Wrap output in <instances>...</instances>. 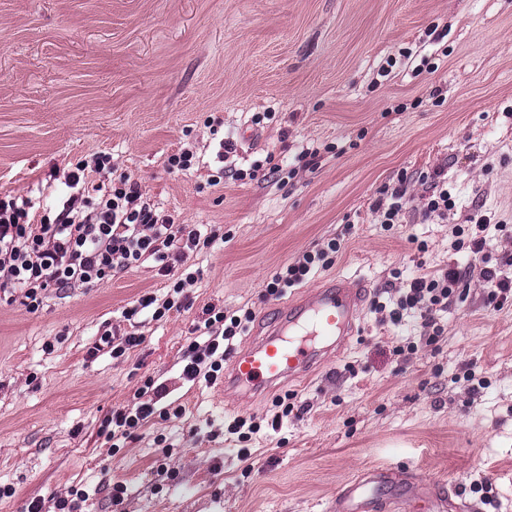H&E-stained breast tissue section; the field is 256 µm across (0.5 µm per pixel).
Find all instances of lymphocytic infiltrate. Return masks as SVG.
<instances>
[{"mask_svg":"<svg viewBox=\"0 0 512 512\" xmlns=\"http://www.w3.org/2000/svg\"><path fill=\"white\" fill-rule=\"evenodd\" d=\"M111 168L112 156L104 152L77 162L64 177L68 196L54 211H37L31 199L23 196L0 195L1 297L20 296L27 312L34 313L43 306L50 291L93 288L151 261L163 275L174 276L175 281L164 299L150 294L140 297L129 309V316L144 312L158 322L171 312L190 307L185 283L175 273L193 255L212 247L219 237V227L203 230L195 224L176 223L173 216L159 211L141 185L127 174L101 182L100 174ZM470 221L471 228L455 231L456 250L466 251L474 258L470 267L462 270L453 266L437 276L413 277L391 312L396 324L405 315L419 313L428 342H436L443 335L440 314L447 311L463 277L475 275L487 284V301L494 308L512 303V277L504 273L505 267L512 266V259L502 267L490 266L485 253L492 233L490 220L477 212ZM340 248V242L332 239L324 249L304 252L267 283L268 295H281L284 289L327 268L332 254ZM251 319L248 311L230 317L215 307L206 308L205 318L195 326V337L183 354V379L215 383L224 372L230 341L244 331ZM164 390V385L154 378H146L135 393L134 406L113 411L104 420L110 437L116 441L133 437L156 414V400Z\"/></svg>","mask_w":512,"mask_h":512,"instance_id":"obj_1","label":"lymphocytic infiltrate"}]
</instances>
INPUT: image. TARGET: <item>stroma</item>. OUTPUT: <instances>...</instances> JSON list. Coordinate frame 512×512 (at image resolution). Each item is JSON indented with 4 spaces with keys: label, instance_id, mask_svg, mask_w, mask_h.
<instances>
[{
    "label": "stroma",
    "instance_id": "stroma-1",
    "mask_svg": "<svg viewBox=\"0 0 512 512\" xmlns=\"http://www.w3.org/2000/svg\"><path fill=\"white\" fill-rule=\"evenodd\" d=\"M228 138L238 151L218 159ZM301 144L319 148L316 169L289 161ZM181 148L195 166L168 172ZM97 152L180 223L224 236L192 259L191 308L162 322L125 317L167 293L151 262L50 293L35 314L0 301V486L14 490L0 512L36 498L58 512L77 489L81 512H328L373 465L399 468L410 492L512 512V306L486 305L485 284L465 279L442 338L404 358L394 347L421 328L387 310L410 278L466 265L452 231L472 213L512 226V0H0V194L52 206ZM270 153L277 179H235ZM437 169L452 206L424 221ZM400 182L406 212L381 223L380 192ZM332 237L340 251L306 287L340 274L369 292L318 374L239 404L181 379L204 308L288 303L297 288L274 298L267 283ZM106 323L143 343L89 357ZM464 367L486 381L479 394L454 382ZM149 376L182 413L112 450L101 422ZM288 394L305 409L280 431L229 433Z\"/></svg>",
    "mask_w": 512,
    "mask_h": 512
}]
</instances>
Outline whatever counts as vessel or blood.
Masks as SVG:
<instances>
[{"mask_svg":"<svg viewBox=\"0 0 512 512\" xmlns=\"http://www.w3.org/2000/svg\"><path fill=\"white\" fill-rule=\"evenodd\" d=\"M366 285L337 278L304 291L269 315V330L245 343L234 356L224 393L233 401L252 400L276 389L280 379H302L324 365L353 336ZM399 493L397 473L375 467L343 486L332 512H380Z\"/></svg>","mask_w":512,"mask_h":512,"instance_id":"obj_1","label":"vessel or blood"}]
</instances>
